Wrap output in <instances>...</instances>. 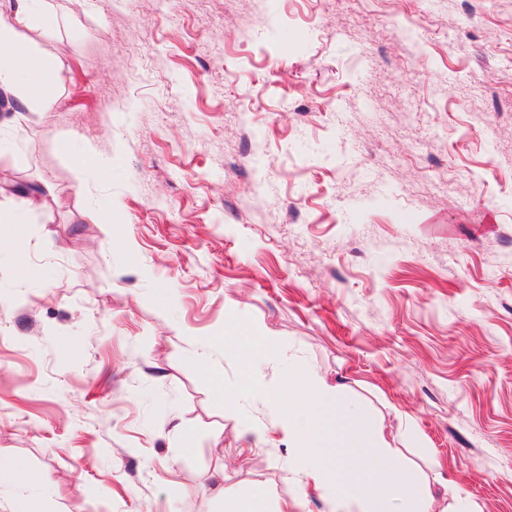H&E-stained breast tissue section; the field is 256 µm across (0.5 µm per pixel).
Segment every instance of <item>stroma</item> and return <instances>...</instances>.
Wrapping results in <instances>:
<instances>
[{
  "label": "stroma",
  "mask_w": 512,
  "mask_h": 512,
  "mask_svg": "<svg viewBox=\"0 0 512 512\" xmlns=\"http://www.w3.org/2000/svg\"><path fill=\"white\" fill-rule=\"evenodd\" d=\"M65 80L0 112V457L43 512H219L290 480L228 321L345 378L512 512V0H51ZM91 148L103 172L77 177ZM99 212L112 226L91 223ZM189 433L182 442L181 433ZM43 194H29L27 192L16 196L13 206L9 213L4 214L3 218L8 224L24 223L25 216L28 212L41 207L40 200ZM27 479L28 472L20 462L0 458V487L22 483Z\"/></svg>",
  "instance_id": "stroma-1"
}]
</instances>
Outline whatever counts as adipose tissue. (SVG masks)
Instances as JSON below:
<instances>
[{
    "label": "adipose tissue",
    "instance_id": "obj_1",
    "mask_svg": "<svg viewBox=\"0 0 512 512\" xmlns=\"http://www.w3.org/2000/svg\"><path fill=\"white\" fill-rule=\"evenodd\" d=\"M38 31L43 41L55 38L47 0H0V94L13 100L14 121L27 113L53 112L57 99L51 88L63 79L59 64L36 56L26 39ZM246 343L253 356L243 379L231 391V402L251 399L269 405L278 416L301 482L321 489L333 512H449L451 486L436 487L420 468L409 462L400 448L377 428L370 413L347 397L343 384H331L313 371L287 362L277 336H250ZM280 369L276 388L260 381L262 367ZM211 483L223 512H303L298 497L274 503L264 486L241 494L224 484L223 472Z\"/></svg>",
    "mask_w": 512,
    "mask_h": 512
}]
</instances>
